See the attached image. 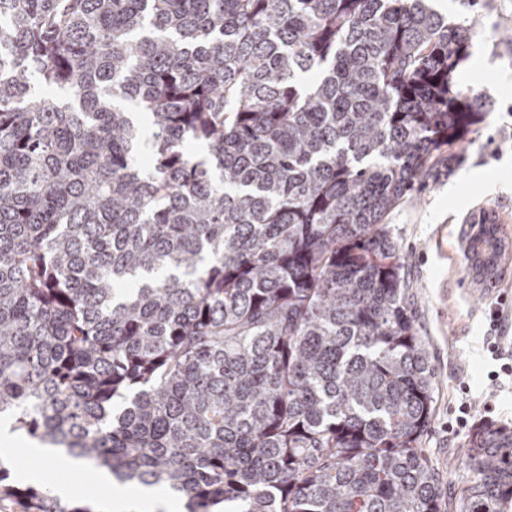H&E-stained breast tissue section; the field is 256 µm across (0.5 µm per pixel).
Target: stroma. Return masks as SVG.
<instances>
[{
    "mask_svg": "<svg viewBox=\"0 0 512 512\" xmlns=\"http://www.w3.org/2000/svg\"><path fill=\"white\" fill-rule=\"evenodd\" d=\"M449 21L472 27L471 54L457 80L474 86L484 112L449 163L434 168L423 190L394 208L387 223L407 258L405 276L415 323L436 372V406L426 446L450 491L467 473L462 464L470 429H455V411L470 401L474 422L512 427V386L492 390L498 370L484 346L491 293L469 294L459 239L469 215H496L512 235V0H449Z\"/></svg>",
    "mask_w": 512,
    "mask_h": 512,
    "instance_id": "stroma-1",
    "label": "stroma"
}]
</instances>
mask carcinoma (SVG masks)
Segmentation results:
<instances>
[{
	"label": "carcinoma",
	"instance_id": "1",
	"mask_svg": "<svg viewBox=\"0 0 512 512\" xmlns=\"http://www.w3.org/2000/svg\"><path fill=\"white\" fill-rule=\"evenodd\" d=\"M427 2L0 0V417L186 512H448L385 218L483 105ZM464 455L498 512L512 428Z\"/></svg>",
	"mask_w": 512,
	"mask_h": 512
}]
</instances>
